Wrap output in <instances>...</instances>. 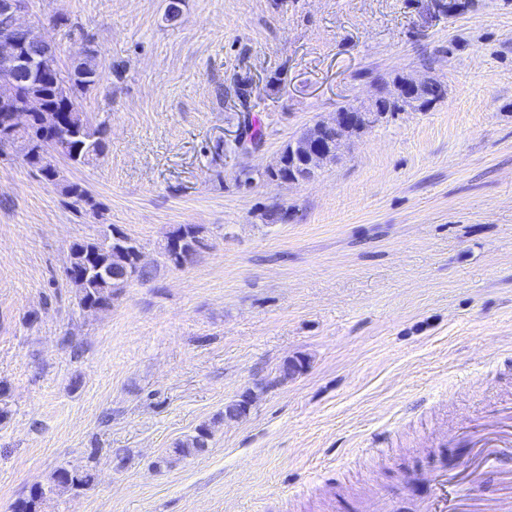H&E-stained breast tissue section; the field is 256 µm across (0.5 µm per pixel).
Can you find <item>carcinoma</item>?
<instances>
[{"label":"carcinoma","instance_id":"carcinoma-1","mask_svg":"<svg viewBox=\"0 0 512 512\" xmlns=\"http://www.w3.org/2000/svg\"><path fill=\"white\" fill-rule=\"evenodd\" d=\"M30 46L37 54L43 73L56 76L48 83L43 79L23 80L22 92L15 99L0 101V127L11 122L13 112L23 108L26 100L42 102V109L33 114L29 127L12 136L0 135V155L15 153L42 178L59 188L76 209L98 211V204L87 189L78 183L60 178L55 164L58 155L71 165L81 166L102 156L106 150L107 124H94L79 109L77 99L97 89L103 74L93 52L76 61L68 78L61 77L56 50L40 35L30 33ZM444 85L433 79L421 88L420 95L429 106L444 99ZM199 247L196 226L186 224L169 235L164 248L167 261L182 265L190 261ZM140 245L114 230L90 242L75 243L71 260L65 269L66 279L76 288L78 304L83 309L100 310L133 280H145L151 271L139 262ZM211 426L199 425L195 434L174 443L171 453L181 458L197 455L208 448ZM92 474L79 469L61 467L54 471L48 487L37 486L28 498L18 501L14 512H39V504L56 490L79 491L91 485Z\"/></svg>","mask_w":512,"mask_h":512}]
</instances>
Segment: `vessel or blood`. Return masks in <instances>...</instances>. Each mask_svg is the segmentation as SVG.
<instances>
[{"instance_id":"b4317fda","label":"vessel or blood","mask_w":512,"mask_h":512,"mask_svg":"<svg viewBox=\"0 0 512 512\" xmlns=\"http://www.w3.org/2000/svg\"><path fill=\"white\" fill-rule=\"evenodd\" d=\"M475 452L461 471L440 470L432 494L418 512H512V470L502 472L501 493L490 500L474 499L469 490L481 477L484 465L493 459H512V412L501 426L474 441Z\"/></svg>"}]
</instances>
